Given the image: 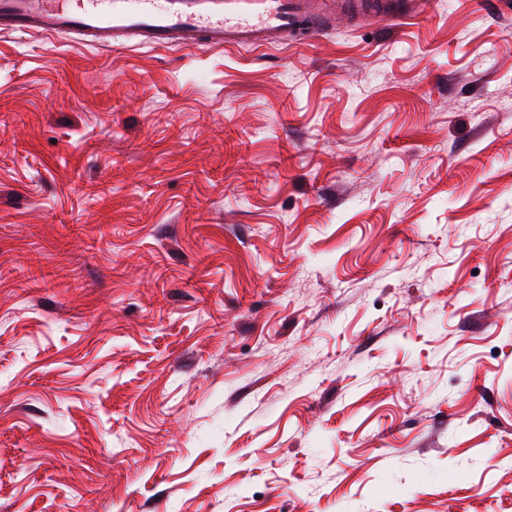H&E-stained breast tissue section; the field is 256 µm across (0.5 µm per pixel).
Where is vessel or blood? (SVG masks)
Returning a JSON list of instances; mask_svg holds the SVG:
<instances>
[{
  "instance_id": "vessel-or-blood-1",
  "label": "vessel or blood",
  "mask_w": 512,
  "mask_h": 512,
  "mask_svg": "<svg viewBox=\"0 0 512 512\" xmlns=\"http://www.w3.org/2000/svg\"><path fill=\"white\" fill-rule=\"evenodd\" d=\"M315 0H0V29L100 47L260 48L311 31Z\"/></svg>"
}]
</instances>
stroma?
<instances>
[{
  "label": "stroma",
  "mask_w": 512,
  "mask_h": 512,
  "mask_svg": "<svg viewBox=\"0 0 512 512\" xmlns=\"http://www.w3.org/2000/svg\"><path fill=\"white\" fill-rule=\"evenodd\" d=\"M0 512H512V0L0 31Z\"/></svg>",
  "instance_id": "obj_1"
}]
</instances>
